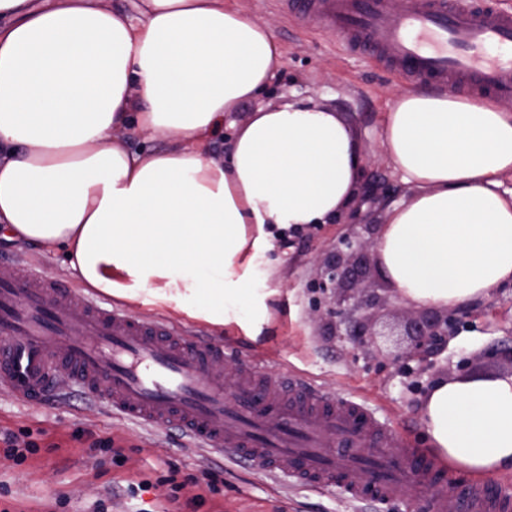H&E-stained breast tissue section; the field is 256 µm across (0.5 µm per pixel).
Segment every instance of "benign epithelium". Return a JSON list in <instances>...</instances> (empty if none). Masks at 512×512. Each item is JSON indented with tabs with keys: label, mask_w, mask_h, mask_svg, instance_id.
Listing matches in <instances>:
<instances>
[{
	"label": "benign epithelium",
	"mask_w": 512,
	"mask_h": 512,
	"mask_svg": "<svg viewBox=\"0 0 512 512\" xmlns=\"http://www.w3.org/2000/svg\"><path fill=\"white\" fill-rule=\"evenodd\" d=\"M374 246L372 240H361L347 236L341 239L321 261L322 272L312 284L323 298L336 293L345 280H356L361 267L370 263V250ZM380 300L376 296L365 299L355 306L353 311L358 313L356 318L349 320L346 327L333 323L337 311L327 307L316 306L320 317L335 324L332 335L341 340H348L354 345L364 346L367 343L370 325L374 310L379 306ZM458 323L456 311H425L411 319L405 329L406 335L411 337V349L405 356L407 360L418 358L422 361L437 354L440 346L447 338L454 334Z\"/></svg>",
	"instance_id": "obj_1"
}]
</instances>
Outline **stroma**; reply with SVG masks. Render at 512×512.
<instances>
[{
	"mask_svg": "<svg viewBox=\"0 0 512 512\" xmlns=\"http://www.w3.org/2000/svg\"><path fill=\"white\" fill-rule=\"evenodd\" d=\"M227 7L270 23L284 57V66L263 103L283 105L292 96L341 112L352 126L364 159L365 179L382 187L379 196L360 197L356 221L383 224L389 207L407 198L410 189L388 165L381 131L386 112L397 96L417 90L414 82L392 76L374 58L346 50L334 29H308L305 21L289 17L277 0H224ZM348 224H315L286 236L272 250L271 319L258 339L235 327L221 328L186 316L170 307L124 302L135 317L160 318L186 335L212 340L234 349L238 359L262 361L269 373L293 371L334 394L364 400L379 421L418 444V404L424 389L441 373L451 376L486 375L512 370V288H501L486 304L469 308L455 336L432 358L410 389L395 358L409 339L407 320L416 309L396 297L377 267H368L360 280L345 284L339 295L344 310L371 296L381 305L374 321L375 335L365 347L326 335L315 318L311 288L320 275L319 256L332 250L348 233ZM0 266L38 272L70 289L79 283L63 253L51 247H32L0 237ZM56 396L27 404L0 391V431L29 430L39 445L36 454L15 464L0 452V500L13 512H47L50 496L62 497L58 512H92L93 503L113 489L112 512H139L154 494L142 499L126 496L129 486L167 475L177 464L184 487L168 512H358L341 488L313 489L293 482L274 481L248 467L196 448L177 429L152 431L138 427L93 400L79 383L59 386ZM109 439L121 450L124 464L105 465L94 443ZM216 471L222 479L216 491L204 492L194 480ZM204 496L200 507L192 499Z\"/></svg>",
	"mask_w": 512,
	"mask_h": 512,
	"instance_id": "obj_1",
	"label": "stroma"
}]
</instances>
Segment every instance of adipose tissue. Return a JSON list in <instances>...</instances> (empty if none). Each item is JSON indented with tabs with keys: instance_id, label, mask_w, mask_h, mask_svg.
Masks as SVG:
<instances>
[{
	"instance_id": "obj_1",
	"label": "adipose tissue",
	"mask_w": 512,
	"mask_h": 512,
	"mask_svg": "<svg viewBox=\"0 0 512 512\" xmlns=\"http://www.w3.org/2000/svg\"><path fill=\"white\" fill-rule=\"evenodd\" d=\"M272 27L224 0H0V224L58 246L84 286L244 333L269 321L277 239L340 220L364 161L351 126L309 101L256 99L283 66ZM223 161L204 141L247 102ZM172 141L130 150L129 133ZM382 143L411 188L374 248L396 296L422 309L512 287V113L416 91ZM422 432L478 480L512 471V373L437 377Z\"/></svg>"
}]
</instances>
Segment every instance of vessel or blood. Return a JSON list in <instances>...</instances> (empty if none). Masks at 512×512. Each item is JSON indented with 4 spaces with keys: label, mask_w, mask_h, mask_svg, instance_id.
Masks as SVG:
<instances>
[{
    "label": "vessel or blood",
    "mask_w": 512,
    "mask_h": 512,
    "mask_svg": "<svg viewBox=\"0 0 512 512\" xmlns=\"http://www.w3.org/2000/svg\"><path fill=\"white\" fill-rule=\"evenodd\" d=\"M287 13L335 28L342 44L369 53L400 78L512 97V13L491 0H277ZM223 346L191 342L159 319H135L38 276L0 283V390L45 400L59 364L86 391H102L113 413L156 430L177 428L194 446L276 478L340 487L365 507L406 489L434 512H512V495L465 492L384 427L368 406L337 398L295 373L268 376L249 365L224 391ZM370 481H362V473Z\"/></svg>",
    "instance_id": "obj_1"
}]
</instances>
